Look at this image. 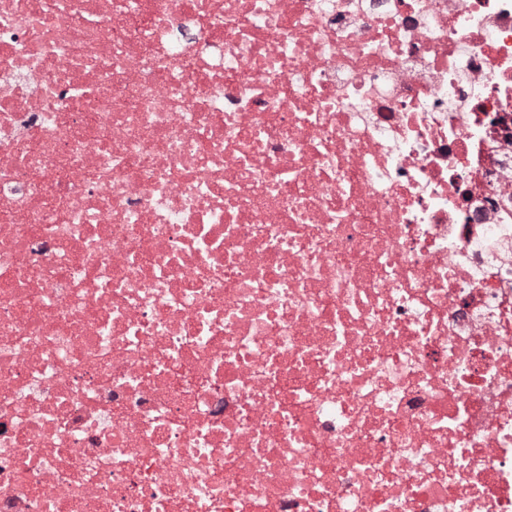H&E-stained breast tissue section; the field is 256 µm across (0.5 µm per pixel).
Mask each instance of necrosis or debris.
Wrapping results in <instances>:
<instances>
[{
  "instance_id": "obj_1",
  "label": "necrosis or debris",
  "mask_w": 512,
  "mask_h": 512,
  "mask_svg": "<svg viewBox=\"0 0 512 512\" xmlns=\"http://www.w3.org/2000/svg\"><path fill=\"white\" fill-rule=\"evenodd\" d=\"M0 512H512V0H0Z\"/></svg>"
}]
</instances>
